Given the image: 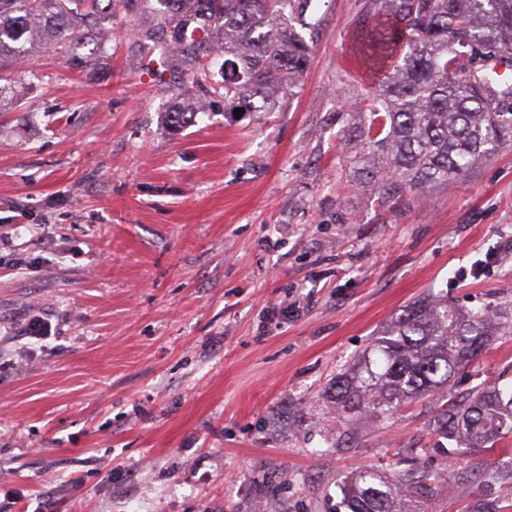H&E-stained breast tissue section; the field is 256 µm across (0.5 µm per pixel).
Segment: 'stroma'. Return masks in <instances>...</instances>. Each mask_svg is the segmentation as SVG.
I'll return each instance as SVG.
<instances>
[{
  "instance_id": "obj_1",
  "label": "stroma",
  "mask_w": 512,
  "mask_h": 512,
  "mask_svg": "<svg viewBox=\"0 0 512 512\" xmlns=\"http://www.w3.org/2000/svg\"><path fill=\"white\" fill-rule=\"evenodd\" d=\"M358 9L307 13L302 89L277 111L178 135L132 19L105 80L37 54L13 73L40 80L0 114V512H335L363 465L428 470V512H512V437L454 459L432 399L349 426L332 408L417 299L512 308V146L392 210L351 172ZM511 367L498 337L461 386Z\"/></svg>"
}]
</instances>
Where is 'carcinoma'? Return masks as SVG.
I'll use <instances>...</instances> for the list:
<instances>
[{"mask_svg":"<svg viewBox=\"0 0 512 512\" xmlns=\"http://www.w3.org/2000/svg\"><path fill=\"white\" fill-rule=\"evenodd\" d=\"M312 0H0V70L32 54L64 59L90 79L118 15H133V47L169 94L178 133L224 106L271 112L301 89L310 46L297 31ZM354 50L372 76L349 105L337 140L381 205L464 177L512 146V84L483 56L512 63V0H360ZM512 335V310L460 309L427 295L404 309L356 370L336 381L344 418L387 420L406 401H442L434 428L463 448L512 436V370L456 398L459 373L493 337ZM435 478L358 468L344 483L346 512H424Z\"/></svg>","mask_w":512,"mask_h":512,"instance_id":"obj_1","label":"carcinoma"}]
</instances>
